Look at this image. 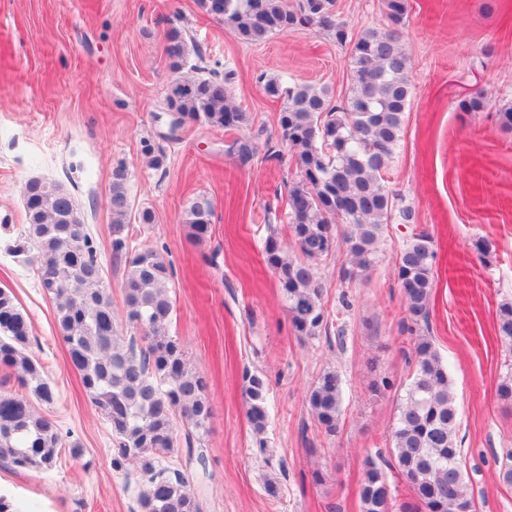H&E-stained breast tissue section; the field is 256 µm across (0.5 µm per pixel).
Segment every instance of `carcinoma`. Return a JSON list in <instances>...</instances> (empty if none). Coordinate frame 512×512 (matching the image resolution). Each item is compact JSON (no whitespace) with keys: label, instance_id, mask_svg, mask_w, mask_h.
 Instances as JSON below:
<instances>
[{"label":"carcinoma","instance_id":"obj_1","mask_svg":"<svg viewBox=\"0 0 512 512\" xmlns=\"http://www.w3.org/2000/svg\"><path fill=\"white\" fill-rule=\"evenodd\" d=\"M389 28H367L350 36L338 20L335 0H197L201 12L224 22L240 39L261 43L298 27H313L349 46L351 86L333 100L326 86L269 79L265 90L281 101L280 144L291 154L298 180L288 189L285 207L267 209L287 224L296 255L277 237H267L264 261L286 302L289 321L299 336L330 335L335 320L324 309L316 265L336 252L335 227L345 225L347 265L340 277L352 280L371 270L388 227L414 218L396 204L385 174L401 140L412 82L408 55L396 27L408 16L407 0H381ZM164 52L179 86L167 92V109L176 113L174 129L199 120L235 131L247 121L230 85L235 71L210 66L201 49L190 61L186 39L177 27L165 35ZM189 70L188 76L183 70ZM229 152L243 163L254 157L253 141L236 138ZM127 174L112 173V250H129L131 202ZM25 236L11 253L25 256L42 290L55 307L56 321L72 367L94 406L111 428L112 466L130 463L142 484L141 512H202L189 476L162 464L185 443L191 449L207 432L213 412L205 377L194 368L181 343L170 334L174 305L172 271L154 248L127 255L123 281L126 319L133 333L116 326L110 289L104 284L98 250L75 202L61 185L34 178L23 188ZM211 204L192 200L186 224L190 237L202 240L212 224ZM433 240L413 232L398 255L397 279L403 293L404 327L414 336L411 381L397 398L388 433L389 457L366 456L359 485L361 512H392L386 494L389 472L407 485L410 498L400 512H473L465 490L456 427L458 408L448 365L429 332L435 288ZM497 333L512 351V303L499 307ZM31 324L11 293L0 289V371L22 393H0V457L33 472L51 471L65 444L57 421L39 412L57 400L41 363L27 352ZM246 417L255 434L268 426L269 383L245 375ZM497 398L512 405V371L500 380ZM318 427L336 434L341 415V380L334 371L321 374L308 398ZM184 427L178 436L176 421Z\"/></svg>","mask_w":512,"mask_h":512}]
</instances>
